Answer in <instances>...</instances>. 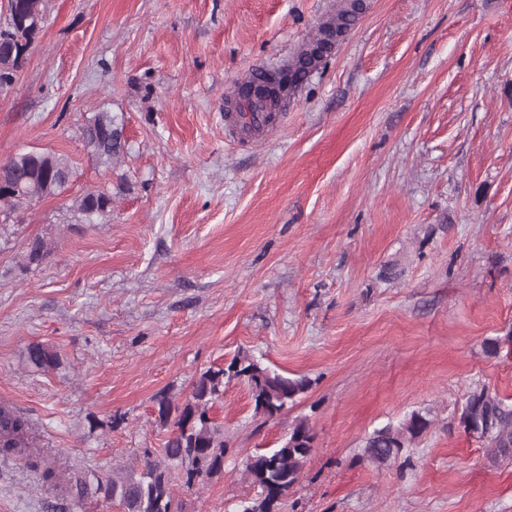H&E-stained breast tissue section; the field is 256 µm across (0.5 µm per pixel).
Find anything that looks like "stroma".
<instances>
[{
  "label": "stroma",
  "instance_id": "stroma-1",
  "mask_svg": "<svg viewBox=\"0 0 512 512\" xmlns=\"http://www.w3.org/2000/svg\"><path fill=\"white\" fill-rule=\"evenodd\" d=\"M335 2L47 0L0 93V162L47 149L73 176L0 226V404L64 476L160 452L155 394L245 352L312 385L268 420L226 385L224 475L176 484L180 512H236L247 458L301 418L315 446L281 512H512V456L458 423L476 388L512 403V0H367L279 127L226 136L233 85ZM102 109L126 142L109 168L81 137ZM102 187L111 214L81 223L73 198ZM36 237L51 252L24 267ZM415 410L432 424L402 460L367 462L365 438ZM0 512L121 509L0 457Z\"/></svg>",
  "mask_w": 512,
  "mask_h": 512
}]
</instances>
